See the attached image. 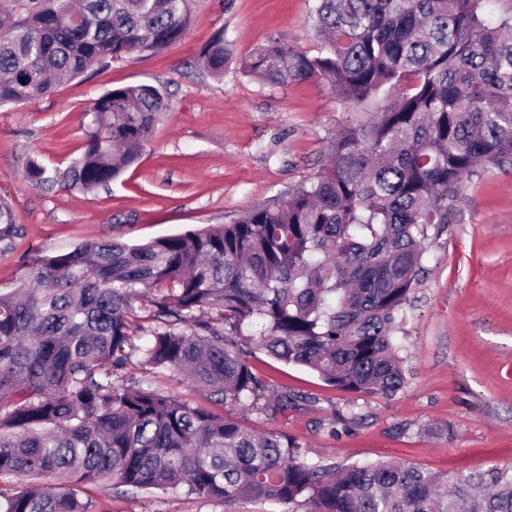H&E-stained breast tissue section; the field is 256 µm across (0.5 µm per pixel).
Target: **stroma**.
I'll return each instance as SVG.
<instances>
[{"instance_id":"obj_1","label":"stroma","mask_w":512,"mask_h":512,"mask_svg":"<svg viewBox=\"0 0 512 512\" xmlns=\"http://www.w3.org/2000/svg\"><path fill=\"white\" fill-rule=\"evenodd\" d=\"M312 7L313 0H187L189 26L168 50L96 65L50 95L0 106V198L22 227L0 242V291L17 288L35 259L84 241L145 243L229 224L305 185L356 119L355 107L324 81L266 85L242 74L239 62L274 36L317 52ZM219 32L232 59L215 78L198 55ZM137 85L169 99L135 165L89 193L28 183L30 161L51 171L81 154L98 97ZM449 206L451 220L431 234L398 319L406 381L395 394L345 393L263 354L251 366L270 393L288 390L314 404L270 417L220 402L182 376L146 371L136 359L124 369L127 380L293 436L310 463L392 459L459 475L512 465V160L479 167ZM81 495L93 512H225L222 502L181 490L87 484Z\"/></svg>"}]
</instances>
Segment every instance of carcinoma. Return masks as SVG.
<instances>
[{"label":"carcinoma","instance_id":"carcinoma-1","mask_svg":"<svg viewBox=\"0 0 512 512\" xmlns=\"http://www.w3.org/2000/svg\"><path fill=\"white\" fill-rule=\"evenodd\" d=\"M187 0H0V105L42 97L131 54L157 55L189 26ZM315 0L314 55L280 37L240 62L273 86L325 81L364 115L344 126L309 184L231 224L145 244L97 240L43 258L0 292V512H92L78 487L177 490L232 507L311 512H512V466L467 475L395 461L341 467L299 444L117 378L134 356L232 405L274 413L260 351L347 393L405 383L393 333L448 199L485 163L512 158V0ZM224 75L215 35L200 51ZM168 108L150 85L90 108L81 156L31 161L41 186L91 192L138 160ZM21 232L0 198V241ZM152 324L129 316L147 292Z\"/></svg>","mask_w":512,"mask_h":512}]
</instances>
